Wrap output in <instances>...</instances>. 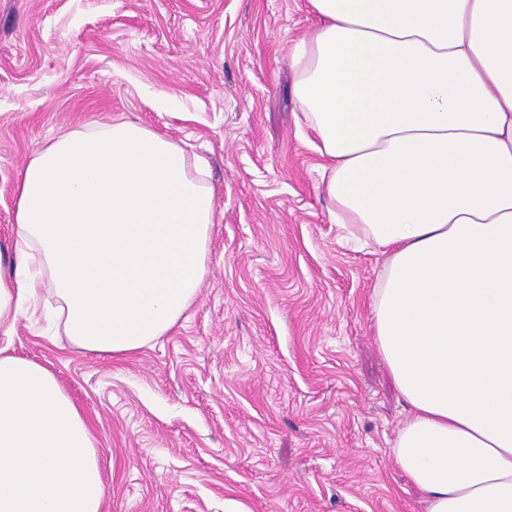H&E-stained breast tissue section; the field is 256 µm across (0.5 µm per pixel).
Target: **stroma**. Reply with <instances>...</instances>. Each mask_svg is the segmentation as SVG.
Wrapping results in <instances>:
<instances>
[{
  "mask_svg": "<svg viewBox=\"0 0 512 512\" xmlns=\"http://www.w3.org/2000/svg\"><path fill=\"white\" fill-rule=\"evenodd\" d=\"M306 0H0V248L15 189L62 132L122 115L208 164L209 274L171 332L122 358L41 311L17 355L97 438L104 512H426L396 464L404 402L372 329L384 257L348 242L299 126Z\"/></svg>",
  "mask_w": 512,
  "mask_h": 512,
  "instance_id": "1",
  "label": "stroma"
}]
</instances>
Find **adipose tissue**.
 Returning a JSON list of instances; mask_svg holds the SVG:
<instances>
[{"mask_svg":"<svg viewBox=\"0 0 512 512\" xmlns=\"http://www.w3.org/2000/svg\"><path fill=\"white\" fill-rule=\"evenodd\" d=\"M295 99L333 220L385 257L377 345L408 406L392 446L427 512H512V0H307ZM200 159L140 124L73 129L17 185L0 261V512H104L96 439L12 354L42 287L76 350L168 334L208 273Z\"/></svg>","mask_w":512,"mask_h":512,"instance_id":"1","label":"adipose tissue"}]
</instances>
